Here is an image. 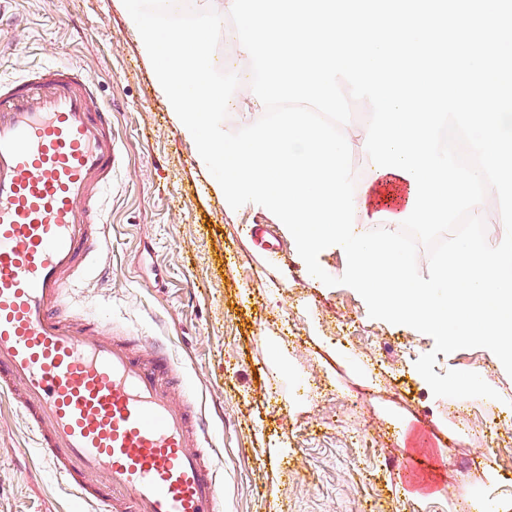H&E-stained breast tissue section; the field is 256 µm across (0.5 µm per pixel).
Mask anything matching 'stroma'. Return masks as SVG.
Returning a JSON list of instances; mask_svg holds the SVG:
<instances>
[{
    "label": "stroma",
    "instance_id": "35a3bbf8",
    "mask_svg": "<svg viewBox=\"0 0 512 512\" xmlns=\"http://www.w3.org/2000/svg\"><path fill=\"white\" fill-rule=\"evenodd\" d=\"M70 61L95 78L123 151L108 247L72 304L165 341L180 397L209 424L224 512H456L475 498L512 512V376L499 359L481 347L435 353V373L482 370L499 397L434 396L415 367L434 352L430 336L371 318L356 290L311 276L268 209L225 202L118 0H11L0 74ZM255 224L270 225L276 253ZM315 382L329 397H307ZM0 512H78L1 396Z\"/></svg>",
    "mask_w": 512,
    "mask_h": 512
}]
</instances>
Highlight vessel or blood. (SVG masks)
<instances>
[{
    "mask_svg": "<svg viewBox=\"0 0 512 512\" xmlns=\"http://www.w3.org/2000/svg\"><path fill=\"white\" fill-rule=\"evenodd\" d=\"M78 63L0 75V393L92 512H223V470L160 342L79 314L122 161Z\"/></svg>",
    "mask_w": 512,
    "mask_h": 512,
    "instance_id": "1",
    "label": "vessel or blood"
}]
</instances>
